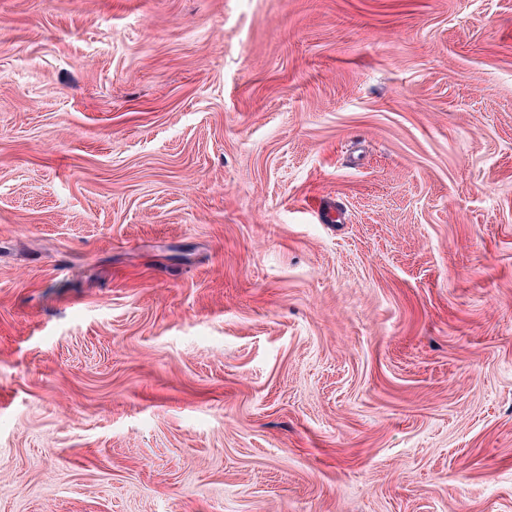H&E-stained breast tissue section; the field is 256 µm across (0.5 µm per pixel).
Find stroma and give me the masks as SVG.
I'll list each match as a JSON object with an SVG mask.
<instances>
[{"label":"stroma","instance_id":"stroma-1","mask_svg":"<svg viewBox=\"0 0 512 512\" xmlns=\"http://www.w3.org/2000/svg\"><path fill=\"white\" fill-rule=\"evenodd\" d=\"M0 512H512V0H0Z\"/></svg>","mask_w":512,"mask_h":512}]
</instances>
